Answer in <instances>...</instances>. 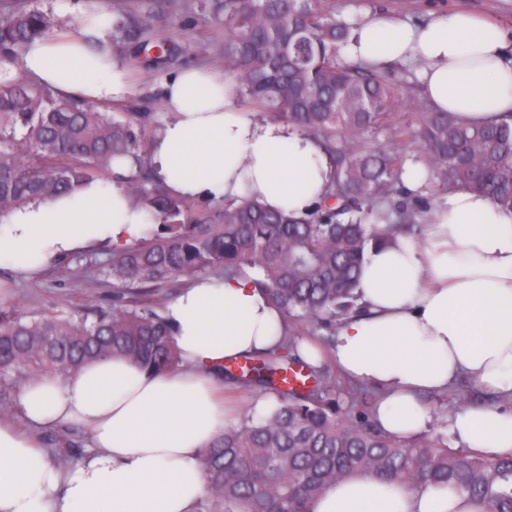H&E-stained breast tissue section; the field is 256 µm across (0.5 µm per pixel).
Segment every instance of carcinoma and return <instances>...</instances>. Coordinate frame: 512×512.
<instances>
[{"mask_svg":"<svg viewBox=\"0 0 512 512\" xmlns=\"http://www.w3.org/2000/svg\"><path fill=\"white\" fill-rule=\"evenodd\" d=\"M154 5L159 19L192 8L187 0ZM200 12L224 26V72L240 99L260 116L320 139L336 180L305 217L254 200L196 211L155 179L143 122L28 82L0 85L1 214L96 179L113 157L127 156V190L157 223L149 239L112 250L105 268L112 301L95 304L92 316L48 308L25 318L0 307V413L12 411L15 383L63 377L91 359L119 354L154 372L175 370L170 324L133 285L253 275L282 314L283 338L275 349L244 358L240 368L224 367L223 375L238 388L272 395L275 406L258 420L244 410L206 449L198 512H308L314 498L355 473L399 479L413 489L455 485L483 500L488 512H512L505 485L512 457L488 461L438 437L401 444L362 413L341 416L328 365L300 352V329L317 325L333 333L361 310L355 289L366 248L397 234L422 241L427 214L445 194L468 189L512 208V125L469 126L406 95L386 72L345 61L340 50L352 24L337 20L327 0H202ZM119 13L113 42L143 56L149 69L170 63L171 40L138 12ZM53 31L52 18L27 0H0V62H19L34 40ZM399 110L416 115L401 136L428 171V197L404 185V155L363 141ZM24 154L37 162L23 163ZM294 369L304 371L308 385L288 383Z\"/></svg>","mask_w":512,"mask_h":512,"instance_id":"obj_1","label":"carcinoma"}]
</instances>
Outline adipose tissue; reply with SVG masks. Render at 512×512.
Listing matches in <instances>:
<instances>
[{
	"label": "adipose tissue",
	"mask_w": 512,
	"mask_h": 512,
	"mask_svg": "<svg viewBox=\"0 0 512 512\" xmlns=\"http://www.w3.org/2000/svg\"><path fill=\"white\" fill-rule=\"evenodd\" d=\"M76 35L35 40L20 64L0 63V83L25 75L64 98L124 103L129 69L112 47L111 14L90 0L71 8ZM386 69L420 62V94L435 109L482 124L512 121V28L454 9L412 24L366 15L343 49ZM223 70L187 67L164 85L166 118L150 142L156 177L199 204L255 199L297 217L328 192L335 170L321 142L261 119L236 102ZM94 179L0 214V268L40 273L65 255L121 248L154 226L122 179ZM361 314L336 325L329 356L346 377L377 388L379 427L398 440L433 421L421 397L472 379L497 406L456 412L457 444L487 459L512 455V210L468 190L435 207L423 241L368 249L356 290ZM182 365L155 374L121 356L73 374L26 382L20 421L0 418V512H198L203 452L228 420L217 373L224 360L275 349L280 313L246 277L203 276L166 303ZM60 424L85 429L92 449L62 471L37 437ZM309 512H487L461 489L357 473L313 499Z\"/></svg>",
	"instance_id": "ef3b65f1"
}]
</instances>
